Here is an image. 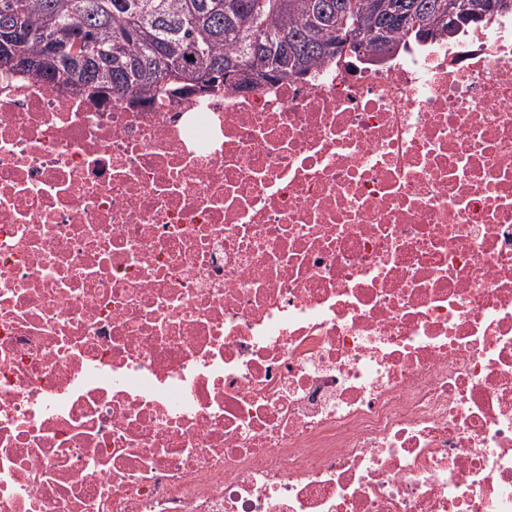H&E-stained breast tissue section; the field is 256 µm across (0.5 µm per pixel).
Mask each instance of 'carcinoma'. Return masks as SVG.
<instances>
[{"instance_id": "carcinoma-1", "label": "carcinoma", "mask_w": 512, "mask_h": 512, "mask_svg": "<svg viewBox=\"0 0 512 512\" xmlns=\"http://www.w3.org/2000/svg\"><path fill=\"white\" fill-rule=\"evenodd\" d=\"M511 9L512 0H0V37L27 32L12 51L35 66L14 72L59 87L77 72V97L138 108L304 76L336 59L349 33L394 53ZM49 38L81 40L85 58L59 60Z\"/></svg>"}]
</instances>
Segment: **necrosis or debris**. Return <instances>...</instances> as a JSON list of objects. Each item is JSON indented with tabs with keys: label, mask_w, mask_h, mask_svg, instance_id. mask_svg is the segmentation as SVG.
Here are the masks:
<instances>
[{
	"label": "necrosis or debris",
	"mask_w": 512,
	"mask_h": 512,
	"mask_svg": "<svg viewBox=\"0 0 512 512\" xmlns=\"http://www.w3.org/2000/svg\"><path fill=\"white\" fill-rule=\"evenodd\" d=\"M0 512H512V12L136 109L0 73Z\"/></svg>",
	"instance_id": "necrosis-or-debris-1"
}]
</instances>
